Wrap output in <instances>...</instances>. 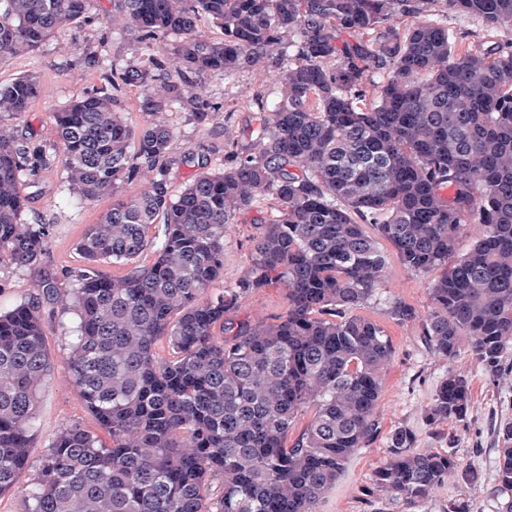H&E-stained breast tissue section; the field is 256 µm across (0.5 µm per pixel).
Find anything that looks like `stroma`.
<instances>
[{
  "mask_svg": "<svg viewBox=\"0 0 512 512\" xmlns=\"http://www.w3.org/2000/svg\"><path fill=\"white\" fill-rule=\"evenodd\" d=\"M123 25L124 20L113 0H101L99 17L93 22L57 29L34 52L0 57V83L33 74L40 78L47 91L29 112L18 118H6V125L16 134L33 136L48 145L56 143L52 111L84 93L111 90L113 68L135 61L136 52L122 32ZM274 69L275 59L268 54L244 64L230 75L221 72L201 75L200 81L207 91L224 105L223 111L215 113L208 124H196L185 111L167 113L166 119L173 131L169 150L172 194H179L192 176L191 168L181 162L185 152L209 150L211 168L218 171L222 168L225 141L256 149V140L251 135L256 125L255 97L257 92H266L268 105H275ZM65 167L64 153L56 152L52 168L41 175L38 183L22 186L23 192L31 198L29 208L21 216L22 223H47L53 227L46 265L54 270L82 266L76 243L86 227L97 223L112 206V197L108 194L82 205L64 197L59 184ZM260 217V212L253 209L240 214L238 224L232 226L224 239V271L212 284V291L233 286L248 273L251 266L249 238ZM431 280V275L415 272L397 256H390L387 278L378 290L377 299L360 310L362 316L385 330L393 346L391 360L383 374L378 405L383 434L351 457L342 476L319 502L317 512H406L402 504L373 488V474L387 459L386 434L398 426L414 431L417 449L453 450L457 457L473 461L483 472V482L477 487L449 479L419 512H443L444 505L452 498L470 500L473 512H498L491 427L496 419L512 418V375L501 379L499 384L489 383L477 362L466 352L461 353L454 364H447L421 343L418 322L400 324L386 312V301L391 297L402 299L418 312H426ZM286 293L285 284L277 282L249 295L240 305L238 320L253 324L276 322L287 311ZM74 324L72 311L60 306L46 315V334L54 368L40 393L38 428L31 442L30 465L17 476L13 491L0 496V512H25L23 491L34 481L42 457L61 430L74 424L92 431L98 428L71 383L65 364ZM451 367L468 373L473 380L472 408L469 425L465 428L451 422L435 427L426 420L434 390Z\"/></svg>",
  "mask_w": 512,
  "mask_h": 512,
  "instance_id": "35a3bbf8",
  "label": "stroma"
}]
</instances>
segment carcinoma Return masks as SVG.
I'll list each match as a JSON object with an SVG mask.
<instances>
[{"label": "carcinoma", "mask_w": 512, "mask_h": 512, "mask_svg": "<svg viewBox=\"0 0 512 512\" xmlns=\"http://www.w3.org/2000/svg\"><path fill=\"white\" fill-rule=\"evenodd\" d=\"M119 2L137 62L112 74V89L158 81L163 93L139 101L150 121L138 132L104 91L52 113L66 155L61 188L85 203L112 195L77 242L82 267L45 268L52 225L20 222L30 203L22 185L52 166V152L0 129V268L39 273L37 293L0 310V496L29 463L53 368L45 313L61 304L78 319L68 374L110 443L79 425L59 432L25 493L27 512H316L381 430L393 346L355 310L385 277L382 242L412 270L440 271L425 315L393 298L390 317L420 320L429 349L450 363L469 352L490 382L512 373V42L464 50L437 9L512 30V0ZM202 18L222 37L203 35ZM94 19L96 0H0V55ZM274 52L281 96L268 113L256 94L260 149L226 142L217 173L209 155L187 153L197 173L172 195L165 114L184 109L207 124L221 109L205 87L188 90L190 75L231 74ZM368 70L380 81L366 88ZM43 96L33 74L0 84V114L20 116ZM144 177L146 189L125 194ZM265 202L270 218L249 237L251 272L209 294L230 225ZM469 224L479 236L459 256ZM104 264L128 272L110 278ZM279 281L285 316L230 319ZM161 339L172 358L156 352ZM471 402V380L450 367L427 420L466 428ZM493 435L494 493L499 512H512V419ZM414 444L411 429L391 430L374 485L392 501L415 510L451 476L481 483L473 463Z\"/></svg>", "instance_id": "cac0c4a2"}]
</instances>
